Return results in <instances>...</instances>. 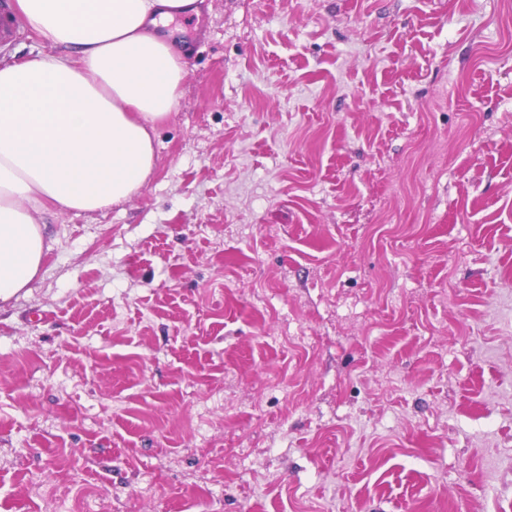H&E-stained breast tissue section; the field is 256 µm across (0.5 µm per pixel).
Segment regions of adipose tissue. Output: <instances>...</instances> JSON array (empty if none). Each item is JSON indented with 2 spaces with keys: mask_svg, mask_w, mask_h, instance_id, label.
<instances>
[{
  "mask_svg": "<svg viewBox=\"0 0 512 512\" xmlns=\"http://www.w3.org/2000/svg\"><path fill=\"white\" fill-rule=\"evenodd\" d=\"M197 0H17L45 46L0 64V304L39 275L43 202L93 213L138 195L184 62L153 29Z\"/></svg>",
  "mask_w": 512,
  "mask_h": 512,
  "instance_id": "obj_1",
  "label": "adipose tissue"
}]
</instances>
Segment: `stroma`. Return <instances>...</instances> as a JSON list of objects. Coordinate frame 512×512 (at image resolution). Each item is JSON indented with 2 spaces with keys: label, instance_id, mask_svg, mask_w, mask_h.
<instances>
[{
  "label": "stroma",
  "instance_id": "35a3bbf8",
  "mask_svg": "<svg viewBox=\"0 0 512 512\" xmlns=\"http://www.w3.org/2000/svg\"><path fill=\"white\" fill-rule=\"evenodd\" d=\"M141 194L0 305V512H512V0H202Z\"/></svg>",
  "mask_w": 512,
  "mask_h": 512
}]
</instances>
